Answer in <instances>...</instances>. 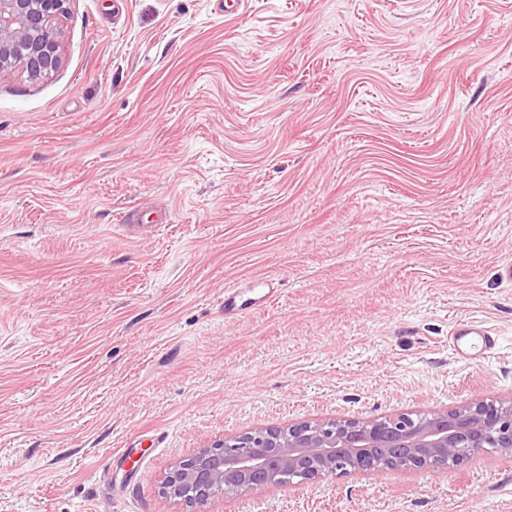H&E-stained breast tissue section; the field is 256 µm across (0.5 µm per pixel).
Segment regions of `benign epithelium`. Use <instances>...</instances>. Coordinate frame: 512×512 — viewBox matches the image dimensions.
I'll list each match as a JSON object with an SVG mask.
<instances>
[{"mask_svg":"<svg viewBox=\"0 0 512 512\" xmlns=\"http://www.w3.org/2000/svg\"><path fill=\"white\" fill-rule=\"evenodd\" d=\"M67 0H0V74L21 70L37 79L62 65L55 22ZM512 455V403L479 401L462 409L404 413L367 422L328 420L265 428L199 449L164 478V495L203 508L218 496L300 484L349 470H423L467 461L487 443Z\"/></svg>","mask_w":512,"mask_h":512,"instance_id":"obj_1","label":"benign epithelium"}]
</instances>
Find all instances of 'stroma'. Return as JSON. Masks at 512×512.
<instances>
[{
  "mask_svg": "<svg viewBox=\"0 0 512 512\" xmlns=\"http://www.w3.org/2000/svg\"><path fill=\"white\" fill-rule=\"evenodd\" d=\"M0 76V512H192L257 429L512 400V0H69ZM159 207L133 236L122 217ZM277 299L224 315V287ZM499 338L450 350L455 324ZM134 449L137 465L126 462ZM210 512H512V457ZM498 336L481 321H467L458 324L449 344L457 358L479 360L496 346Z\"/></svg>",
  "mask_w": 512,
  "mask_h": 512,
  "instance_id": "stroma-1",
  "label": "stroma"
}]
</instances>
